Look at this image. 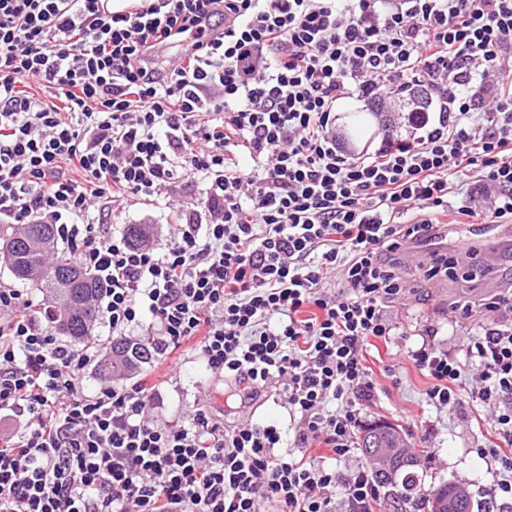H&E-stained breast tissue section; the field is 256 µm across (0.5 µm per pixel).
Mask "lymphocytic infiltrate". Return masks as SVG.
<instances>
[{
  "instance_id": "obj_1",
  "label": "lymphocytic infiltrate",
  "mask_w": 512,
  "mask_h": 512,
  "mask_svg": "<svg viewBox=\"0 0 512 512\" xmlns=\"http://www.w3.org/2000/svg\"><path fill=\"white\" fill-rule=\"evenodd\" d=\"M186 44L164 72L154 53ZM436 108L365 156L336 140V108L415 83ZM205 182L201 209L171 192ZM462 197L453 205L452 197ZM177 211L160 250L131 248L116 202ZM512 224V0H0V222L51 224L98 276L111 335L151 329L258 394L289 423L226 424L203 405L152 415L156 386L84 387L76 347L0 282V512H376L356 451L377 388L364 353L397 325L409 243L449 234L448 211ZM487 320L454 359L407 356L426 401L489 410L490 493L512 504V289L455 322ZM319 442L332 463L305 457Z\"/></svg>"
}]
</instances>
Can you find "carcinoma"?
Masks as SVG:
<instances>
[{
	"label": "carcinoma",
	"mask_w": 512,
	"mask_h": 512,
	"mask_svg": "<svg viewBox=\"0 0 512 512\" xmlns=\"http://www.w3.org/2000/svg\"><path fill=\"white\" fill-rule=\"evenodd\" d=\"M125 234L135 247L145 245L148 239L147 228L141 224L127 225ZM5 236L11 237L16 247L0 253V262L17 280L43 293V303L49 306L58 303L51 310V319L58 331L76 346L88 344L98 313L94 304L100 292L97 278L78 262L73 251L55 246L51 224H0V237ZM41 269H51L56 276L36 280L30 277ZM154 355L152 343L146 337L119 338L100 349L95 370L101 377L111 380L150 362ZM405 459L410 466L401 468L394 475L378 465L371 472L374 481L388 489V495L402 502L412 500L429 506L433 497L446 500L454 492L453 481L436 488L425 486L422 476L414 469L416 456L407 450Z\"/></svg>",
	"instance_id": "cac0c4a2"
}]
</instances>
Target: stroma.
Instances as JSON below:
<instances>
[{
  "label": "stroma",
  "instance_id": "obj_1",
  "mask_svg": "<svg viewBox=\"0 0 512 512\" xmlns=\"http://www.w3.org/2000/svg\"><path fill=\"white\" fill-rule=\"evenodd\" d=\"M176 214L164 205H143L128 202L117 206L111 218L115 229L128 224H145L152 231L151 247L167 244L168 226L175 223ZM480 252L500 253L499 264L487 268L477 281H465L461 275L426 280L422 265L428 252L419 253L404 264L402 271L414 286L406 303L394 304L389 312L404 335L391 337L387 349L368 348L367 364L378 384V397L365 414L366 422H390L399 425L408 435V442L418 455V471L426 485L438 486L449 481L469 483L471 489L486 488L496 478L490 463L480 459L476 448L483 444L486 427L480 419L481 407L464 402L457 410L436 412L425 401L428 379L407 358L406 351L419 345L426 327H434L438 334L435 345L450 356L461 354L466 328L449 323L448 305L459 299L478 300L500 291L504 283L512 281V236L491 238L478 243ZM211 398L221 406L226 421L238 416H251L260 425L287 423L288 412L276 396L274 388H267L261 396L243 399L234 387L220 382L207 371L195 351H186L179 374L165 384L157 399L156 415L161 421L182 422L199 400Z\"/></svg>",
  "mask_w": 512,
  "mask_h": 512
}]
</instances>
